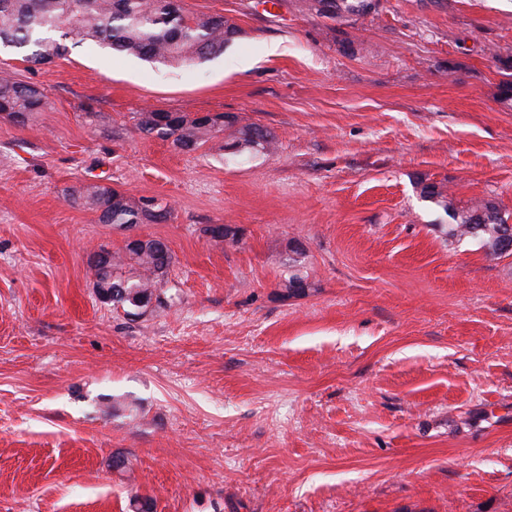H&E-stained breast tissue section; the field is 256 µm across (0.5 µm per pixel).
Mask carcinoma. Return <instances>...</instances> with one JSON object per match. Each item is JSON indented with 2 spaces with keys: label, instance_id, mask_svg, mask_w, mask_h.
<instances>
[{
  "label": "carcinoma",
  "instance_id": "obj_1",
  "mask_svg": "<svg viewBox=\"0 0 512 512\" xmlns=\"http://www.w3.org/2000/svg\"><path fill=\"white\" fill-rule=\"evenodd\" d=\"M306 4L329 18L365 14L372 8L371 0H306ZM236 33V26L223 15H190L174 7L172 0H0V48L19 51L24 61L36 65L67 54V41L75 36L146 60L189 64L224 51ZM47 106L40 88L0 71L1 117L25 125ZM157 114V110L141 113L138 129L187 150L203 147L240 122L238 116L229 115L222 123L207 125L183 113L174 124L162 125L154 120ZM238 133L236 140L224 142V150H269L275 144L270 130L254 124L241 126ZM424 194L452 219L448 237H470L487 254L504 256L494 242L495 225L504 223L499 210H494L491 223L482 226L475 220L476 212L456 209L436 186L425 187ZM66 198L93 211L99 223L126 228L153 222L151 210L167 209L154 198L133 202L105 185L72 188ZM110 256L109 269L95 271V288L102 299L134 309L140 296L162 287L172 263L169 247L159 239H149L136 249L127 244Z\"/></svg>",
  "mask_w": 512,
  "mask_h": 512
}]
</instances>
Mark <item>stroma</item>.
<instances>
[{
	"mask_svg": "<svg viewBox=\"0 0 512 512\" xmlns=\"http://www.w3.org/2000/svg\"><path fill=\"white\" fill-rule=\"evenodd\" d=\"M182 4L236 25L222 55L0 51L49 102L0 118V512H512V256L449 238L422 195L512 215V0ZM146 109L276 147L180 150ZM89 184L170 213L98 223L65 198ZM132 236L173 256L139 315L87 261ZM305 2L309 10L329 18H338L345 14H365L372 8V1L369 0H307ZM237 131L240 136L236 140L224 141V151H238L240 148L247 147H260L263 150H269L276 142L275 136L270 130L254 124L242 125Z\"/></svg>",
	"mask_w": 512,
	"mask_h": 512,
	"instance_id": "stroma-1",
	"label": "stroma"
}]
</instances>
